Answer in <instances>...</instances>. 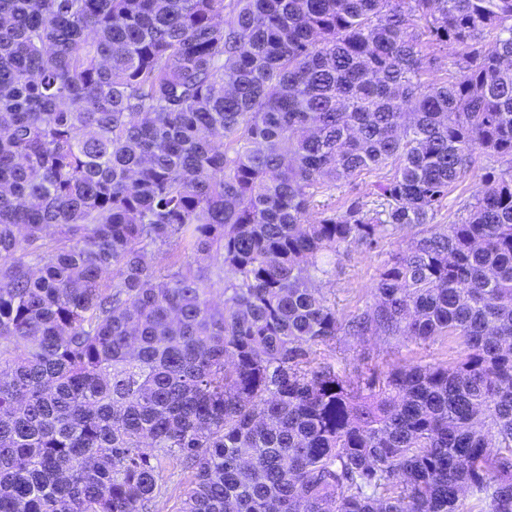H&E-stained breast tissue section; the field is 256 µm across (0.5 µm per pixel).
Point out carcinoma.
<instances>
[{
	"label": "carcinoma",
	"mask_w": 512,
	"mask_h": 512,
	"mask_svg": "<svg viewBox=\"0 0 512 512\" xmlns=\"http://www.w3.org/2000/svg\"><path fill=\"white\" fill-rule=\"evenodd\" d=\"M418 21L459 77L414 81ZM477 149L512 0H0V512H157L172 463L173 512H512V176L430 224ZM389 225L426 230L344 324L321 260ZM341 333L464 357L353 382ZM395 172L394 163H389L387 166L375 170L371 173H362L359 176L347 182L337 183L336 187L326 191L316 197L315 207L311 211L309 221H313L317 216V212L322 209L335 208L336 211L346 209V207L354 200H360L366 204V210H381L377 205L378 199L371 192L372 184L377 180H384L391 178ZM164 482L157 508L164 512H171L170 510L178 504L191 487V477L179 468L170 466L165 472Z\"/></svg>",
	"instance_id": "1"
}]
</instances>
